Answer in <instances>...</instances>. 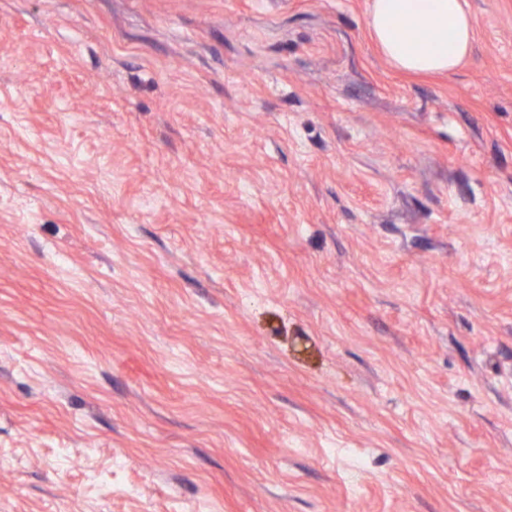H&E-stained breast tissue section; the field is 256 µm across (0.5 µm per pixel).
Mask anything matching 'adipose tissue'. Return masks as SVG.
Returning <instances> with one entry per match:
<instances>
[{
  "instance_id": "1",
  "label": "adipose tissue",
  "mask_w": 512,
  "mask_h": 512,
  "mask_svg": "<svg viewBox=\"0 0 512 512\" xmlns=\"http://www.w3.org/2000/svg\"><path fill=\"white\" fill-rule=\"evenodd\" d=\"M367 25L387 62L415 74L453 71L474 40L463 0H371Z\"/></svg>"
}]
</instances>
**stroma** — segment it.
I'll use <instances>...</instances> for the list:
<instances>
[{
  "instance_id": "stroma-1",
  "label": "stroma",
  "mask_w": 512,
  "mask_h": 512,
  "mask_svg": "<svg viewBox=\"0 0 512 512\" xmlns=\"http://www.w3.org/2000/svg\"><path fill=\"white\" fill-rule=\"evenodd\" d=\"M0 0V512H512V0ZM367 25L387 62L415 74L453 71L474 40L463 0H372Z\"/></svg>"
}]
</instances>
